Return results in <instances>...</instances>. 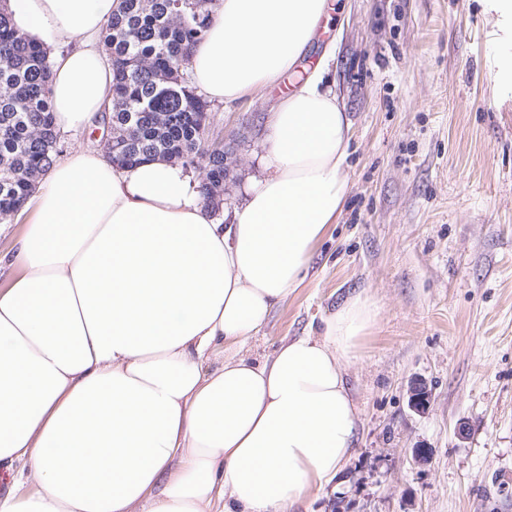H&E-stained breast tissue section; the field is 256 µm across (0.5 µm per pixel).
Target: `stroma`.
Masks as SVG:
<instances>
[{"mask_svg": "<svg viewBox=\"0 0 512 512\" xmlns=\"http://www.w3.org/2000/svg\"><path fill=\"white\" fill-rule=\"evenodd\" d=\"M498 3L336 0L308 50L329 55L353 123L348 194L304 284L246 350L318 333L359 292L380 307L348 368L355 454L311 512H512V12ZM303 78L211 103L230 149L222 211L260 176L270 113ZM417 378L431 389L422 412Z\"/></svg>", "mask_w": 512, "mask_h": 512, "instance_id": "stroma-1", "label": "stroma"}]
</instances>
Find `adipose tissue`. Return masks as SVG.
I'll return each mask as SVG.
<instances>
[{
    "label": "adipose tissue",
    "instance_id": "1",
    "mask_svg": "<svg viewBox=\"0 0 512 512\" xmlns=\"http://www.w3.org/2000/svg\"><path fill=\"white\" fill-rule=\"evenodd\" d=\"M122 0H8L15 27L52 47L58 136L112 103L100 35ZM328 0H217L192 50L212 102L261 94L300 60ZM328 57L278 102L264 174L229 221L182 169L114 165L77 149L28 199L0 266V512H304L354 453L348 366L377 325L347 299L319 334L245 346L304 281L337 223L352 124Z\"/></svg>",
    "mask_w": 512,
    "mask_h": 512
}]
</instances>
